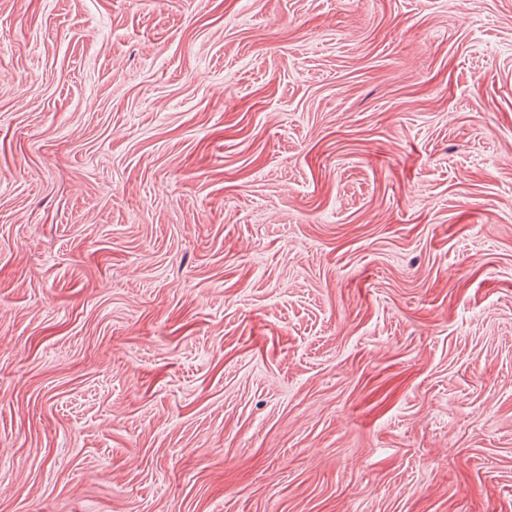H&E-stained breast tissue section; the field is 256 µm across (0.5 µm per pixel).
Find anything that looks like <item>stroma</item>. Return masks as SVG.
I'll use <instances>...</instances> for the list:
<instances>
[{
  "instance_id": "obj_1",
  "label": "stroma",
  "mask_w": 512,
  "mask_h": 512,
  "mask_svg": "<svg viewBox=\"0 0 512 512\" xmlns=\"http://www.w3.org/2000/svg\"><path fill=\"white\" fill-rule=\"evenodd\" d=\"M0 512H512V0H0Z\"/></svg>"
}]
</instances>
